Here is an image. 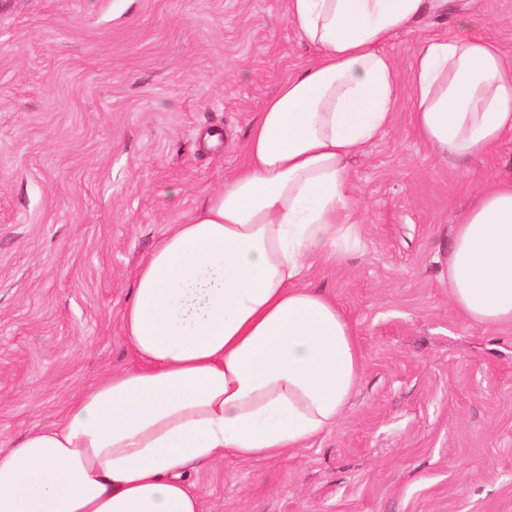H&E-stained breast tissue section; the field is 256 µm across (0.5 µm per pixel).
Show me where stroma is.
<instances>
[{
  "label": "stroma",
  "mask_w": 512,
  "mask_h": 512,
  "mask_svg": "<svg viewBox=\"0 0 512 512\" xmlns=\"http://www.w3.org/2000/svg\"><path fill=\"white\" fill-rule=\"evenodd\" d=\"M460 12L512 60V0H454L385 44L398 76ZM310 57L286 0H0V440L134 365L120 312L138 263ZM351 171L360 246L307 276L358 338L347 414L298 454L186 480L202 512H512V325L467 322L442 276L451 224L512 178V141L437 161L404 102Z\"/></svg>",
  "instance_id": "obj_1"
}]
</instances>
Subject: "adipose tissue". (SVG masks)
<instances>
[{
    "mask_svg": "<svg viewBox=\"0 0 512 512\" xmlns=\"http://www.w3.org/2000/svg\"><path fill=\"white\" fill-rule=\"evenodd\" d=\"M449 0H288L314 52L252 124L245 159L138 264L120 313L134 366L64 417L0 442V512H201L190 465L295 453L335 427L361 379L354 328L306 283L359 237L352 160L410 104L414 133L466 160L512 138V62L476 34L423 39L406 81L390 38ZM445 273L463 317L512 323V180L452 225Z\"/></svg>",
    "mask_w": 512,
    "mask_h": 512,
    "instance_id": "ef3b65f1",
    "label": "adipose tissue"
}]
</instances>
